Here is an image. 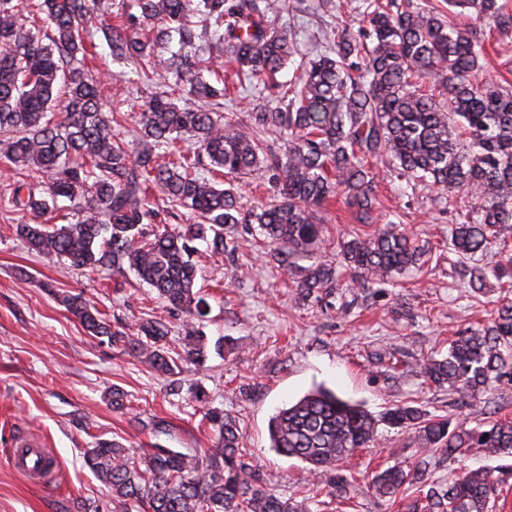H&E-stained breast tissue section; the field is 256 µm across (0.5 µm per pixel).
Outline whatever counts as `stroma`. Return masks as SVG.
<instances>
[{
    "mask_svg": "<svg viewBox=\"0 0 512 512\" xmlns=\"http://www.w3.org/2000/svg\"><path fill=\"white\" fill-rule=\"evenodd\" d=\"M358 2L307 0L302 13L296 0H281L279 19L291 23L301 52L309 55L322 48L325 32L348 20ZM98 77L120 105L114 118L122 138L133 142L134 117L150 87L116 81L107 71ZM16 179V172L0 166V512H83L88 503L111 512L109 489L84 463L87 450L98 441L116 440L135 449L159 444L204 453L215 439L201 421L210 407L235 417L263 488L307 498L310 512H400L398 505L368 494L363 477L387 464L417 461L419 451L407 433L380 424L375 446L345 462L355 478L352 500L345 503L312 477L306 463L272 448L270 417L321 386L375 415L414 401L431 414L472 426L480 418L479 406L491 400L499 417L512 419V373L487 391L463 397L424 384L415 370L423 358L447 354L460 331L490 319L498 289L475 294L467 281L472 266L499 255L491 249L469 260L449 250L455 209L444 199L411 192L405 179H378V212L401 214L404 229L428 246L426 264L395 276L387 288L354 287L345 274L318 296L303 299L295 283L312 263L308 254L293 255L292 269L284 273L258 243L218 257L201 253L198 286L210 311L198 329L208 342L224 336L236 347L210 353L201 368L181 364L175 374L142 366L87 335L57 295L84 294L113 329L127 333L153 317L166 320L177 337L185 315L170 311L132 273L90 276L30 251L15 229L22 214L6 201ZM320 216L318 253L336 255L356 225L353 212L335 200ZM115 387L128 395L124 408L110 402ZM156 416L166 420L165 430L152 428ZM25 442L53 453L57 466L47 484L29 482L12 468L9 453ZM510 466L512 457L473 452L453 461L431 455L427 478L443 484L465 467L496 473Z\"/></svg>",
    "mask_w": 512,
    "mask_h": 512,
    "instance_id": "obj_1",
    "label": "stroma"
}]
</instances>
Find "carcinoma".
Segmentation results:
<instances>
[{"instance_id": "obj_1", "label": "carcinoma", "mask_w": 512, "mask_h": 512, "mask_svg": "<svg viewBox=\"0 0 512 512\" xmlns=\"http://www.w3.org/2000/svg\"><path fill=\"white\" fill-rule=\"evenodd\" d=\"M442 13L430 0H362L357 34L344 29L325 37L321 51L288 84L287 102L250 107L245 115L215 112L226 87L209 75L274 80L300 54L293 29L275 28L278 0H132L137 12L100 31L109 53L100 65L120 67L127 82L153 85L136 116L131 149L116 140L112 104L86 64V26L103 0H0V161L20 174L39 175L35 187L19 181L13 203L28 215L16 225L28 248L89 273L134 271L172 309L203 320L209 303L196 289L192 260L197 243L213 255L236 252L227 230L256 224L278 267L291 256L316 251L319 209L343 197L360 224L374 222L378 204L375 165L382 164L428 194L465 196L448 245L461 257L512 246V85L482 76L484 42L455 21L474 15L490 31L512 33L508 0H446ZM214 27V50L200 53L197 27ZM432 79L429 90L421 82ZM201 104L181 108L170 84ZM62 107L55 120L52 111ZM264 134L288 136L274 154ZM190 142L185 148L177 142ZM226 176L262 179L270 201L246 208L233 186L221 187L201 168ZM160 192L171 209L189 212V224L153 227L159 216L151 196ZM72 213L55 223L59 199ZM426 250L399 222L386 219L371 233L354 232L343 259L352 283L386 286L393 275L424 263ZM336 262L305 269L297 294L309 297L338 281ZM493 279L500 304L490 321L453 339L448 356L417 364L424 382L474 395L512 370V256L476 267L469 288ZM60 302L90 336L120 346L135 361L173 373L181 361L205 365L209 345L186 325L180 349L170 353V326L160 319L139 324L136 335L112 330L81 295ZM203 418L215 432L202 455L157 445L141 455L115 441H99L85 462L112 491V512H309L304 498L265 490L243 454L236 420L221 411ZM408 431L421 453L459 458L476 451L512 456V421L468 428L411 403L376 418L358 404L317 390L278 409L269 420L271 445L309 465L334 496L350 498L354 478L342 464L375 444L379 421ZM420 466L389 465L371 473L367 491L394 501L420 489ZM505 478L477 468L433 485L404 512H487Z\"/></svg>"}]
</instances>
